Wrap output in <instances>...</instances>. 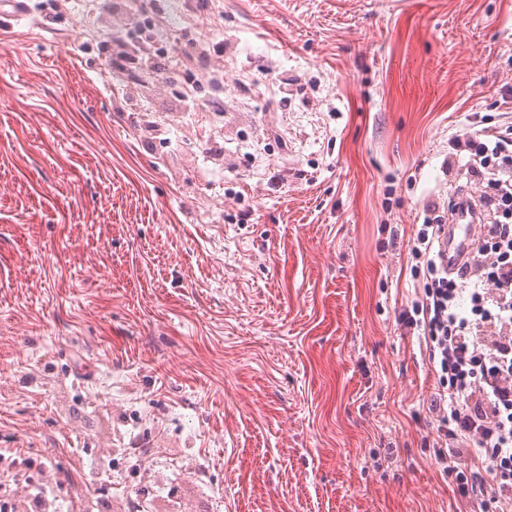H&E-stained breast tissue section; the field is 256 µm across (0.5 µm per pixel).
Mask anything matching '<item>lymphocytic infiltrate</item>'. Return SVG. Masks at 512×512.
Wrapping results in <instances>:
<instances>
[{
	"label": "lymphocytic infiltrate",
	"instance_id": "f902f5d3",
	"mask_svg": "<svg viewBox=\"0 0 512 512\" xmlns=\"http://www.w3.org/2000/svg\"><path fill=\"white\" fill-rule=\"evenodd\" d=\"M456 154L467 158L471 177L492 174L493 194L483 202L494 217L457 266L449 270L438 244L442 216L427 208L410 248L422 271V298L399 316L421 330L440 388L432 403L451 447L438 448L437 461L456 468L461 487L491 480L502 512H512V126L494 144L477 136L452 137ZM481 457L484 473L464 469ZM11 449H0V512H14L17 497L49 496L70 501L78 493L66 478L47 484L15 471Z\"/></svg>",
	"mask_w": 512,
	"mask_h": 512
}]
</instances>
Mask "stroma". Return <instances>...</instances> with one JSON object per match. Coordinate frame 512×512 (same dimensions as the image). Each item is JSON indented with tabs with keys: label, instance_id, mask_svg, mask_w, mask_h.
<instances>
[{
	"label": "stroma",
	"instance_id": "stroma-1",
	"mask_svg": "<svg viewBox=\"0 0 512 512\" xmlns=\"http://www.w3.org/2000/svg\"><path fill=\"white\" fill-rule=\"evenodd\" d=\"M15 9L0 448L95 512L134 490L146 512H498L437 464L438 378L398 318L424 206L491 189L448 140L512 123V0ZM152 23L125 82L105 60ZM198 39L224 87L187 112Z\"/></svg>",
	"mask_w": 512,
	"mask_h": 512
}]
</instances>
